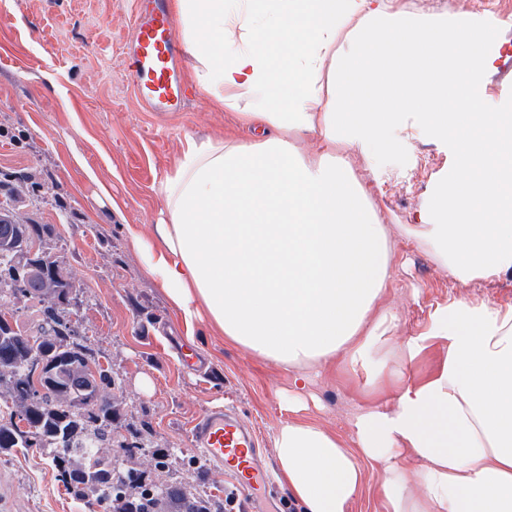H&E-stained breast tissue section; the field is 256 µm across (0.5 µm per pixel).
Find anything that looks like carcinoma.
<instances>
[{"mask_svg": "<svg viewBox=\"0 0 512 512\" xmlns=\"http://www.w3.org/2000/svg\"><path fill=\"white\" fill-rule=\"evenodd\" d=\"M23 183L0 181V301L39 308L27 329L0 314V449H58L59 480L91 505L108 501L103 512H224L220 500L163 479L167 453L152 451L154 477L127 464L150 444L121 433L119 408L103 396L112 376L70 318L76 285L46 247L52 227L22 214L31 203Z\"/></svg>", "mask_w": 512, "mask_h": 512, "instance_id": "carcinoma-1", "label": "carcinoma"}]
</instances>
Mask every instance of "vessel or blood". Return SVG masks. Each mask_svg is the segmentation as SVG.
Masks as SVG:
<instances>
[{
    "label": "vessel or blood",
    "mask_w": 512,
    "mask_h": 512,
    "mask_svg": "<svg viewBox=\"0 0 512 512\" xmlns=\"http://www.w3.org/2000/svg\"><path fill=\"white\" fill-rule=\"evenodd\" d=\"M124 55L128 76L144 107L160 112L185 110L181 43L164 0H141ZM192 435L209 463L238 472L244 510L254 512L251 492L269 485L270 474L260 461L252 428L233 410L218 409L198 419Z\"/></svg>",
    "instance_id": "vessel-or-blood-1"
}]
</instances>
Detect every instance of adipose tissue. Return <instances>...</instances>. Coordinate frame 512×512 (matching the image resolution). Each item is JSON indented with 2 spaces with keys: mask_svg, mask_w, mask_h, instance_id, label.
I'll list each match as a JSON object with an SVG mask.
<instances>
[{
  "mask_svg": "<svg viewBox=\"0 0 512 512\" xmlns=\"http://www.w3.org/2000/svg\"><path fill=\"white\" fill-rule=\"evenodd\" d=\"M191 81L249 141L187 136L161 182L141 263L186 325L292 375L272 436L302 512H349L377 466L385 512H512V306L453 298L396 343L384 305L397 237L451 280L512 269V114L476 106L489 29L389 10L385 0H173ZM451 138L416 224L384 223L353 170L398 148L401 115ZM309 137L310 153L296 142ZM444 356L409 376L423 355ZM364 375L351 443L293 419L310 370ZM422 460L416 473L403 454Z\"/></svg>",
  "mask_w": 512,
  "mask_h": 512,
  "instance_id": "obj_1",
  "label": "adipose tissue"
}]
</instances>
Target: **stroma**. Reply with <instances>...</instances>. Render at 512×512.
I'll list each match as a JSON object with an SVG mask.
<instances>
[{
    "label": "stroma",
    "instance_id": "35a3bbf8",
    "mask_svg": "<svg viewBox=\"0 0 512 512\" xmlns=\"http://www.w3.org/2000/svg\"><path fill=\"white\" fill-rule=\"evenodd\" d=\"M417 15L448 14L501 37L512 50V0L496 12L478 0H401ZM137 0H0V180L30 176L29 214L51 225L49 250L76 284L72 317L114 379L106 396L123 408L122 425L148 431L154 447L173 452L171 481L223 498L234 475L209 464L192 439L194 422L217 405L233 406L257 432L264 458L276 463L271 437L287 414L281 402L291 377L210 330L186 327L142 270L128 234L155 237L158 188L186 136L236 131L235 115L199 92L182 112H152L135 98L123 70V47ZM477 100L512 113V71L501 61L478 82ZM400 150L377 168L354 162L388 224L418 223L433 178L447 171L449 141L432 137L417 113H405ZM396 278L384 297L396 308L395 333L415 335L436 305L452 297L512 305V271L492 281L453 282L413 245L398 243ZM189 339L205 362L185 368L170 337ZM298 419L349 437L363 402L362 383L337 367L311 372ZM0 512H90L59 481L48 452L17 448L0 454Z\"/></svg>",
    "mask_w": 512,
    "mask_h": 512
}]
</instances>
